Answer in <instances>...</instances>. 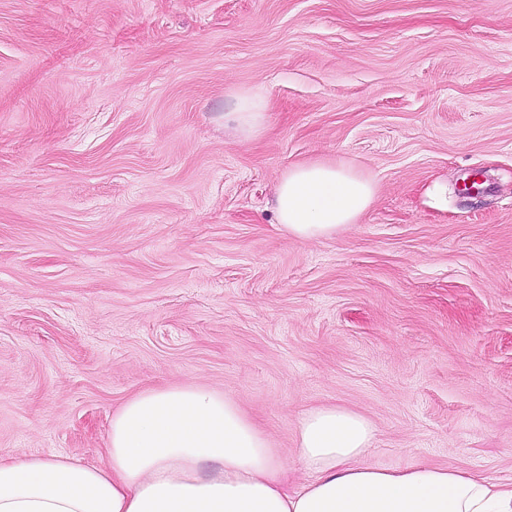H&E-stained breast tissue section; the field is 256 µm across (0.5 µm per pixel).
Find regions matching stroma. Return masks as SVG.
Returning <instances> with one entry per match:
<instances>
[{
  "label": "stroma",
  "instance_id": "stroma-1",
  "mask_svg": "<svg viewBox=\"0 0 512 512\" xmlns=\"http://www.w3.org/2000/svg\"><path fill=\"white\" fill-rule=\"evenodd\" d=\"M264 133L224 123L239 94ZM377 192L298 240L293 165ZM512 484V0H0V458L106 463L148 388ZM265 121V102L257 94L239 95L235 112L228 115V122L245 139L259 135L264 130Z\"/></svg>",
  "mask_w": 512,
  "mask_h": 512
}]
</instances>
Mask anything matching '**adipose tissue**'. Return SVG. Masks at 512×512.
Instances as JSON below:
<instances>
[{
    "mask_svg": "<svg viewBox=\"0 0 512 512\" xmlns=\"http://www.w3.org/2000/svg\"><path fill=\"white\" fill-rule=\"evenodd\" d=\"M229 122L259 135L265 102L238 96ZM374 181L314 162L281 178L273 211L288 234L315 240L357 223ZM373 427L321 407L298 422L306 483L288 484V463L224 395L188 384L143 391L113 415L104 466L75 457L0 460V512H512V487L454 468L380 469L361 458Z\"/></svg>",
    "mask_w": 512,
    "mask_h": 512,
    "instance_id": "ef3b65f1",
    "label": "adipose tissue"
}]
</instances>
